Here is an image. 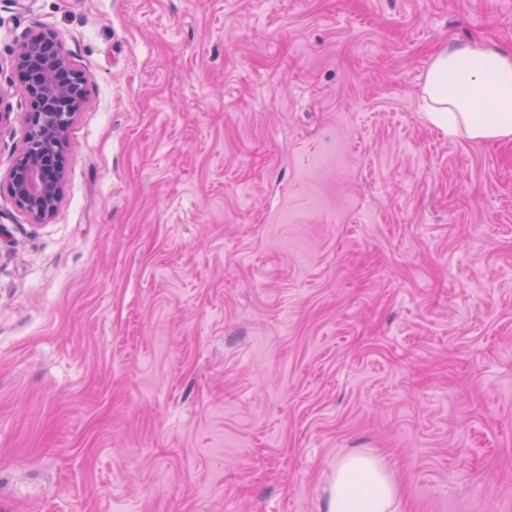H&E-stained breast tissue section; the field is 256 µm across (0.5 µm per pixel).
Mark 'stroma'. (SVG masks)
Returning <instances> with one entry per match:
<instances>
[{
	"label": "stroma",
	"mask_w": 512,
	"mask_h": 512,
	"mask_svg": "<svg viewBox=\"0 0 512 512\" xmlns=\"http://www.w3.org/2000/svg\"><path fill=\"white\" fill-rule=\"evenodd\" d=\"M54 33L86 104L39 222L6 176ZM512 0H0V512H512V141L448 136L437 50ZM400 484L386 460L373 452L340 457L323 499V512H397Z\"/></svg>",
	"instance_id": "35a3bbf8"
}]
</instances>
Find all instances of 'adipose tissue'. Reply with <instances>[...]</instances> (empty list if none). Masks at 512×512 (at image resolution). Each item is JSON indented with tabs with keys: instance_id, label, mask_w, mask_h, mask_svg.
<instances>
[{
	"instance_id": "obj_1",
	"label": "adipose tissue",
	"mask_w": 512,
	"mask_h": 512,
	"mask_svg": "<svg viewBox=\"0 0 512 512\" xmlns=\"http://www.w3.org/2000/svg\"><path fill=\"white\" fill-rule=\"evenodd\" d=\"M427 120L451 135L512 140V50L451 43L432 59L422 87ZM400 484L372 452L340 457L323 512H398Z\"/></svg>"
}]
</instances>
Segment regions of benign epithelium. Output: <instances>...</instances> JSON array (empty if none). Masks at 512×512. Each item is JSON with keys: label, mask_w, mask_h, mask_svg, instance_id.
Here are the masks:
<instances>
[{"label": "benign epithelium", "mask_w": 512, "mask_h": 512, "mask_svg": "<svg viewBox=\"0 0 512 512\" xmlns=\"http://www.w3.org/2000/svg\"><path fill=\"white\" fill-rule=\"evenodd\" d=\"M16 64L32 76L22 87L32 112L7 187L21 211L45 221L56 213L63 196L65 174L59 158L67 144V130L85 103L83 79L49 30L21 46Z\"/></svg>", "instance_id": "benign-epithelium-1"}]
</instances>
